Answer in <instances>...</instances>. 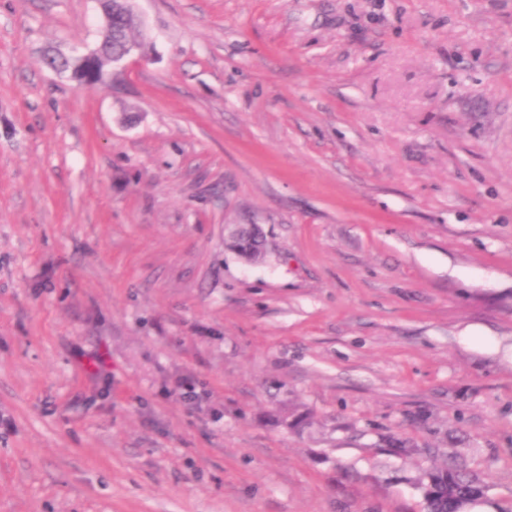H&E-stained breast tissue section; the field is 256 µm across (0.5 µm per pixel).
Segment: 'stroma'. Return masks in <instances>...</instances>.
Listing matches in <instances>:
<instances>
[{
    "label": "stroma",
    "instance_id": "stroma-1",
    "mask_svg": "<svg viewBox=\"0 0 512 512\" xmlns=\"http://www.w3.org/2000/svg\"><path fill=\"white\" fill-rule=\"evenodd\" d=\"M134 10L0 0V512L512 501V0ZM99 2L101 3L100 8L104 29H109L112 25V41L109 45V48L112 52V59L116 61H113L112 63L111 59L109 66L113 64L114 68V66L121 65L129 56L140 51L142 49V44L139 42L138 44L131 46L126 56L120 59L125 54L127 48L131 44L137 42L132 34L135 25L133 13L132 11L129 13L117 11L113 14L112 18V9H110L108 5H104L106 1ZM487 485L474 473L448 464L430 475L423 494L422 512H493L487 505H474L486 494Z\"/></svg>",
    "mask_w": 512,
    "mask_h": 512
}]
</instances>
